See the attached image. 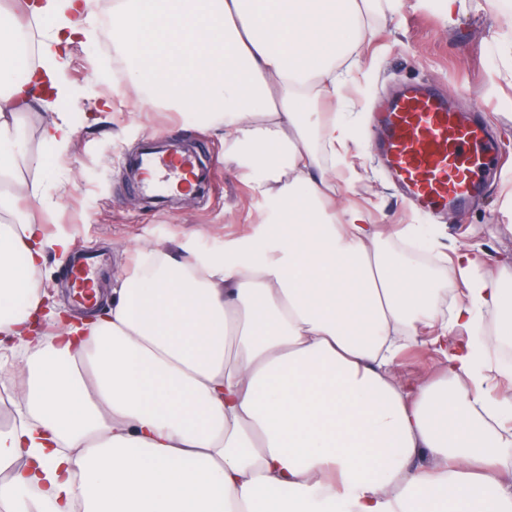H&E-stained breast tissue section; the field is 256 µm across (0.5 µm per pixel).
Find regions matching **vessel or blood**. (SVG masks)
Returning <instances> with one entry per match:
<instances>
[{
	"label": "vessel or blood",
	"instance_id": "b4317fda",
	"mask_svg": "<svg viewBox=\"0 0 512 512\" xmlns=\"http://www.w3.org/2000/svg\"><path fill=\"white\" fill-rule=\"evenodd\" d=\"M380 156L390 174L405 187L409 203L422 212L463 207L481 189L479 175L490 161L491 147L483 126L465 119L441 90L426 83L402 85L383 112L377 113ZM132 167L153 172L139 190L159 195L174 176L193 175L207 186L206 169L191 158L162 155L145 148L129 158ZM98 268L92 258L73 262L70 286L83 303L95 297Z\"/></svg>",
	"mask_w": 512,
	"mask_h": 512
}]
</instances>
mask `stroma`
<instances>
[{
    "mask_svg": "<svg viewBox=\"0 0 512 512\" xmlns=\"http://www.w3.org/2000/svg\"><path fill=\"white\" fill-rule=\"evenodd\" d=\"M504 14L496 5L482 10L466 6L445 21L438 0H395L393 9L375 21L377 35L347 89V102L358 124L362 146L347 159L343 171L346 195L367 208L379 224L424 227L441 243L482 248L490 257L512 255V220L502 203L512 193V78L499 46L506 34ZM103 32L71 46L64 70L78 91L79 105L68 113L73 128L67 152L53 155L42 140V129L56 120L53 112L21 111L32 165L19 170L28 207L48 237L64 236L68 254L48 251L43 286L51 308L76 317L87 311L69 290L73 253H95L104 271L101 302L112 299L113 272L133 266L140 247L160 248L174 256L220 252L225 242L256 232L263 201L254 197L246 177L224 163V141L191 115L145 105L134 94L115 96L111 86L96 82V73H111L112 51ZM421 80L457 93L463 110L480 113L496 134L502 159L486 178L482 197L456 219L434 218L408 210L400 188L384 170L376 151L372 110L398 86ZM156 138L190 151H202L213 164L216 192L180 209L136 202L134 179L123 162L146 139ZM43 184L44 197L31 192Z\"/></svg>",
    "mask_w": 512,
    "mask_h": 512,
    "instance_id": "stroma-1",
    "label": "stroma"
}]
</instances>
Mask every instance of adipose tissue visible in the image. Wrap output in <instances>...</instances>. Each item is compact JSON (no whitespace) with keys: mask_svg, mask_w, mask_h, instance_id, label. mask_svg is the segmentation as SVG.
Masks as SVG:
<instances>
[{"mask_svg":"<svg viewBox=\"0 0 512 512\" xmlns=\"http://www.w3.org/2000/svg\"><path fill=\"white\" fill-rule=\"evenodd\" d=\"M381 0H113L112 57L148 103L207 119L267 211L235 257L138 255L110 307L48 311L45 252L67 250L0 191V333L25 359L0 425L6 512H512V394H492L484 310L512 335V261L449 314L423 270L343 197L344 104ZM50 20L34 66L0 29V182L29 157L20 108L55 110L90 0H31ZM60 331L44 335L42 320ZM466 339H457L458 331ZM443 374L390 370L419 334Z\"/></svg>","mask_w":512,"mask_h":512,"instance_id":"1","label":"adipose tissue"}]
</instances>
